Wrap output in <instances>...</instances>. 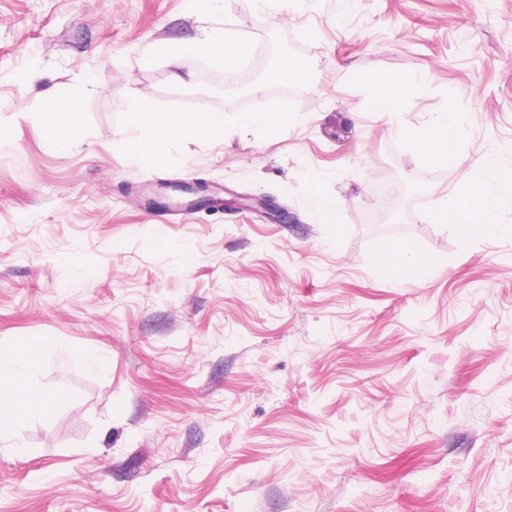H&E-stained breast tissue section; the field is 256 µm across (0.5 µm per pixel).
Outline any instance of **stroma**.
I'll return each instance as SVG.
<instances>
[{
    "mask_svg": "<svg viewBox=\"0 0 512 512\" xmlns=\"http://www.w3.org/2000/svg\"><path fill=\"white\" fill-rule=\"evenodd\" d=\"M210 21L239 63L144 59L196 36L185 0H0V345L58 398L0 442V512H512V202L491 239L432 220L479 158L512 171V0ZM275 42L307 82L240 88ZM413 70L376 111L370 74ZM76 91L78 147L16 118ZM135 96L223 113V142L132 161ZM257 100L287 123L239 125ZM451 109L430 164L408 135ZM402 247L433 266L379 275ZM375 105L380 112H397L411 97L419 95L426 86L424 73L411 71L374 77Z\"/></svg>",
    "mask_w": 512,
    "mask_h": 512,
    "instance_id": "1",
    "label": "stroma"
}]
</instances>
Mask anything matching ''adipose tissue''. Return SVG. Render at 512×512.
I'll use <instances>...</instances> for the list:
<instances>
[{"label":"adipose tissue","mask_w":512,"mask_h":512,"mask_svg":"<svg viewBox=\"0 0 512 512\" xmlns=\"http://www.w3.org/2000/svg\"><path fill=\"white\" fill-rule=\"evenodd\" d=\"M156 53L178 64L189 55H203L218 65L235 61L240 44L223 27H202L197 39L187 42L161 43ZM375 105L382 112L399 111L411 97L426 86L424 73L411 71L379 76L375 79ZM79 96L56 99L49 106L30 113L29 118L40 126L58 146L74 148L80 143L78 114ZM125 132L129 154L141 160L171 152L192 139L220 142L224 139V117L218 112H155L139 97L127 104ZM456 135L455 115L442 112L429 124L410 135L414 149L434 163L447 161V146ZM466 191L455 200H442L435 217L441 223L461 225L464 233L484 237L496 236L500 205L512 201V175L503 172L496 156H485L464 174ZM37 366L21 357L17 350L0 348V440L32 416H50L57 405L56 395L36 381Z\"/></svg>","instance_id":"1"}]
</instances>
